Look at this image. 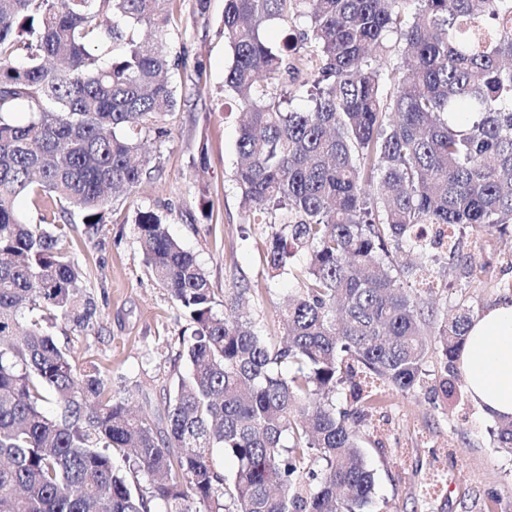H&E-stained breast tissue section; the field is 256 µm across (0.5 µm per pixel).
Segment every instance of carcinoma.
<instances>
[{"label":"carcinoma","instance_id":"carcinoma-1","mask_svg":"<svg viewBox=\"0 0 512 512\" xmlns=\"http://www.w3.org/2000/svg\"><path fill=\"white\" fill-rule=\"evenodd\" d=\"M170 2L0 0V512H369L367 380L420 390L433 351L431 392L464 393L472 321L463 309L431 323L386 258L419 255L429 291L443 285L440 253L468 278L484 271L448 230L512 232V0H225L224 85L246 116L236 184L246 211L279 214L269 278L291 269L300 287L270 343L215 312L195 257L162 215L139 212L142 261L194 324L157 424L56 343L39 312L82 332L100 310L57 249L63 228L25 223L15 201L50 197L96 233L116 195L138 188L176 106L165 74L184 58L137 30L165 31ZM277 23L272 44L262 31ZM391 35L402 48L385 76L368 52ZM309 54L320 67L308 105L292 108L279 86ZM494 434L511 448L512 419ZM215 448L236 459L232 477Z\"/></svg>","mask_w":512,"mask_h":512}]
</instances>
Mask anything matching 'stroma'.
Masks as SVG:
<instances>
[{"mask_svg":"<svg viewBox=\"0 0 512 512\" xmlns=\"http://www.w3.org/2000/svg\"><path fill=\"white\" fill-rule=\"evenodd\" d=\"M171 8L167 38L185 64L172 74L177 105L164 121L169 135L148 145L147 178L111 203L94 237L85 235L81 216H57L66 227L58 246L79 265L101 310L99 324L81 333L57 322V340L78 368H99L114 388L130 392L133 408L152 413L187 369L180 353L192 328L139 257L133 225L140 211L164 210L171 235L204 268L216 311L235 289L249 288L241 312L269 338L281 335L280 308L298 285L288 274L269 277L264 251L272 229L248 222L234 182L240 110L224 86L232 62L224 0H208L203 13L196 0H172ZM456 237L460 254L482 257L484 272L470 283L449 261L447 287L423 301L478 317L512 296V239L467 230ZM494 425L467 397L382 388L360 425L375 470L374 512H512V448L499 447Z\"/></svg>","mask_w":512,"mask_h":512,"instance_id":"1","label":"stroma"}]
</instances>
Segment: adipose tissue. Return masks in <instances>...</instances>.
Wrapping results in <instances>:
<instances>
[{"instance_id":"1","label":"adipose tissue","mask_w":512,"mask_h":512,"mask_svg":"<svg viewBox=\"0 0 512 512\" xmlns=\"http://www.w3.org/2000/svg\"><path fill=\"white\" fill-rule=\"evenodd\" d=\"M457 366L483 416L512 417V297L472 321Z\"/></svg>"}]
</instances>
